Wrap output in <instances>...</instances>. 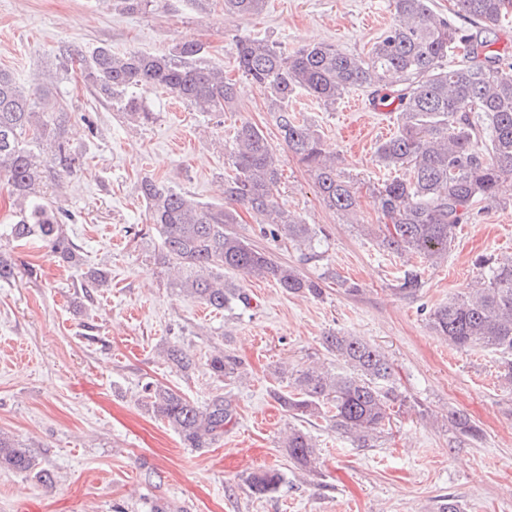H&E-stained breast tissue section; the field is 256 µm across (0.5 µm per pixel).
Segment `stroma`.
<instances>
[{"label": "stroma", "instance_id": "stroma-1", "mask_svg": "<svg viewBox=\"0 0 512 512\" xmlns=\"http://www.w3.org/2000/svg\"><path fill=\"white\" fill-rule=\"evenodd\" d=\"M393 21L390 0H268L261 15L229 20L224 0H150L136 14L114 0H0V68L30 90L44 73L56 74L66 136L80 158L59 195L83 257L63 265L40 244L0 240V254L17 272L0 282V431L32 448L54 474L44 484L0 472V512H150L157 503L169 512H438L451 497L463 512H512V388L502 386L494 354L450 349L427 321L431 309L480 277L478 256L512 255V195L499 192L460 224L447 261L425 267L416 296L399 295L405 257L359 231L384 221L371 189L388 176L375 147L395 134L394 113L374 110L361 88L332 107L304 94L291 103L358 183L356 214L347 220L322 202L283 144L267 94L240 78L234 63L238 36L265 37L290 52L314 40L361 54ZM192 40L236 79L234 111L216 117L154 90L142 95L151 119L133 123L84 85L80 61L63 67L57 59L65 44L86 52L105 45L119 55ZM354 100L360 111H350ZM244 120L263 128L279 157L280 204L324 237L319 258L305 261L293 243L265 236L250 214L231 230L325 283L321 297L306 298L235 272L230 279L249 303L216 313L172 288L138 187L148 176L223 204L230 136ZM96 268L108 283L85 292ZM348 283L358 293H347ZM332 331L376 346L394 367L405 405L375 447H357L323 420L291 417L273 397L281 368L331 363L322 339ZM170 344L193 355L196 369L183 373L167 363ZM216 346L237 356L244 379L208 371ZM149 382L200 403L216 393L231 399L223 440L184 447L144 405ZM453 410L470 417L481 439L455 432ZM293 426L316 441L310 469L295 465L284 446ZM261 468L279 469L284 481L258 498L246 480Z\"/></svg>", "mask_w": 512, "mask_h": 512}]
</instances>
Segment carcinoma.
Wrapping results in <instances>:
<instances>
[{
  "instance_id": "carcinoma-1",
  "label": "carcinoma",
  "mask_w": 512,
  "mask_h": 512,
  "mask_svg": "<svg viewBox=\"0 0 512 512\" xmlns=\"http://www.w3.org/2000/svg\"><path fill=\"white\" fill-rule=\"evenodd\" d=\"M266 0H224V16L259 15ZM457 14L470 24L461 28L436 13L430 0H392L395 21L364 55L348 54L331 43H314L292 52L266 38L240 37L234 43L238 72L266 85L268 111L288 152L313 176L329 209L345 216L357 206L353 179L336 166L320 132L289 109L299 94L326 107L353 88L370 91L374 109L396 112L397 133L377 144L378 162L394 176L371 190L377 209L387 219L378 225L379 245L408 257L397 278V291L415 296L423 287L422 268L448 257L459 224L475 204L496 202L499 183L512 178V62L492 49L495 27L512 15V0H456ZM64 61L82 62L84 82L112 111L147 121L142 99L133 87L164 90L201 112L221 114L237 106L236 83L224 68L208 62L207 46L184 42L167 51L130 50L122 55L107 46L90 54L76 46L60 50ZM224 205L211 206L145 178L139 193L162 237V261L177 269L172 285L215 311L247 302L246 294L226 275L239 272L272 278L290 294L322 295L321 278L275 262L266 252L227 231L238 223V210L254 214L273 237L283 236L304 250V259L319 257V231L305 224L278 201L281 173L273 147L257 125L244 121L231 137ZM79 166L65 139L60 102L48 86L31 91L0 69V179L11 188L16 220L14 241L36 238L62 261L77 265L78 246L66 232L69 214L55 206L52 189ZM488 269L468 294L436 307L429 315L432 332L461 351L484 350L499 355V378L512 387V257L476 259ZM325 350L347 371L313 364L291 375L281 374L286 390L274 397L296 417H319L360 448L374 446L395 413L405 404L394 386V370L376 348L355 336L329 333ZM164 357L182 372L195 369L193 359L173 344ZM209 371L232 378L240 363L227 350L215 348ZM145 405L172 427L187 448H208L224 437L234 408L224 394L199 404L162 385L145 387ZM450 422L458 434L478 436L462 413ZM289 458L309 467L316 443L301 428H288ZM0 471L24 473L52 483V472L33 449L0 431ZM284 475L257 470L248 478L258 497L278 490Z\"/></svg>"
}]
</instances>
